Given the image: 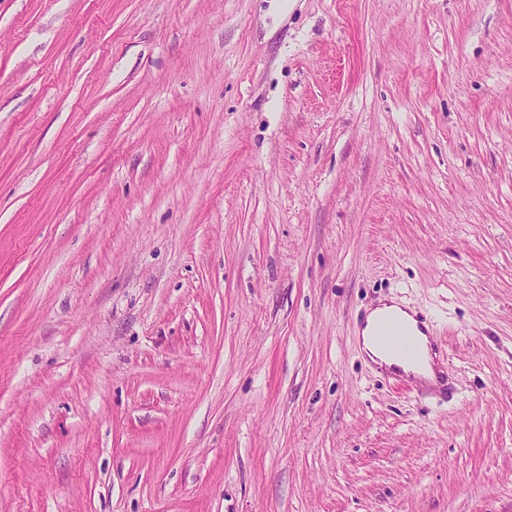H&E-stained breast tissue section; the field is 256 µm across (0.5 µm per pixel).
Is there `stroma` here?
<instances>
[{
    "label": "stroma",
    "mask_w": 512,
    "mask_h": 512,
    "mask_svg": "<svg viewBox=\"0 0 512 512\" xmlns=\"http://www.w3.org/2000/svg\"><path fill=\"white\" fill-rule=\"evenodd\" d=\"M0 512H512V0H0ZM377 313H378V311H375L368 315V317H367L368 326L365 328V330L363 332L364 348H365V351L367 352L369 359L372 362H374L375 364H377L379 367H382V368H385V367L389 368V367H392L393 365L403 366L405 369L411 368L410 366L406 365L405 363H403L393 357H390L388 355L381 353L372 345V343L370 341V337L367 335L370 333L373 320L376 317ZM376 340L383 347L396 349L405 358H413L418 351L419 341L416 332L397 320L383 322Z\"/></svg>",
    "instance_id": "stroma-1"
}]
</instances>
